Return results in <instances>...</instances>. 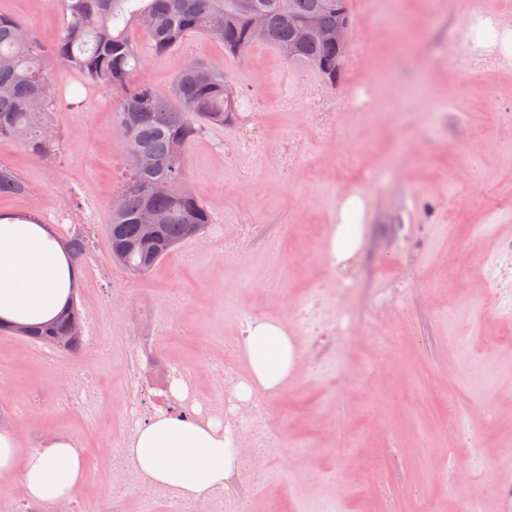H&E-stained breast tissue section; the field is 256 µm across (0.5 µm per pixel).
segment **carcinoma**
I'll return each instance as SVG.
<instances>
[{
    "instance_id": "1",
    "label": "carcinoma",
    "mask_w": 512,
    "mask_h": 512,
    "mask_svg": "<svg viewBox=\"0 0 512 512\" xmlns=\"http://www.w3.org/2000/svg\"><path fill=\"white\" fill-rule=\"evenodd\" d=\"M64 23L53 60L72 68L83 84L108 87L116 129L125 154L140 153L151 165L124 167L114 194L119 209L111 212L107 239L112 264L131 278L149 274L191 232L208 230L212 212L189 185L187 151L205 127L234 123L239 95L234 76L216 71L201 59L182 67L171 89L162 92L137 77L148 59L203 34L224 44L233 58L259 43L271 45L292 66L311 70L336 86L344 76L350 48L336 45V28L353 22L349 0H51ZM141 34L145 42L135 39ZM294 47L288 53V47ZM56 104L51 62L22 22L0 14V141H17L36 159H50L58 148L47 115ZM28 191L8 164L0 162V195ZM163 218L153 242L143 252L142 213ZM82 320L76 296L56 320L24 329L0 323V331L25 340L55 343L69 337L74 352L81 346Z\"/></svg>"
}]
</instances>
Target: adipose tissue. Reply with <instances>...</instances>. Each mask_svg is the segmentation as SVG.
<instances>
[{"label":"adipose tissue","mask_w":512,"mask_h":512,"mask_svg":"<svg viewBox=\"0 0 512 512\" xmlns=\"http://www.w3.org/2000/svg\"><path fill=\"white\" fill-rule=\"evenodd\" d=\"M359 198L341 206L330 254L335 262L350 259L362 235ZM70 264L48 228L0 218V321L42 323L69 300ZM242 348L249 376L237 387L240 399L277 390L299 365L300 352L283 327L257 318L244 331ZM130 465L150 484L188 501H203L223 487L236 462L234 442L220 422H193L159 412L138 423L125 450ZM19 475L32 501L53 504L74 499L85 475L82 450L71 440L27 449L18 435L0 430V477Z\"/></svg>","instance_id":"adipose-tissue-1"}]
</instances>
